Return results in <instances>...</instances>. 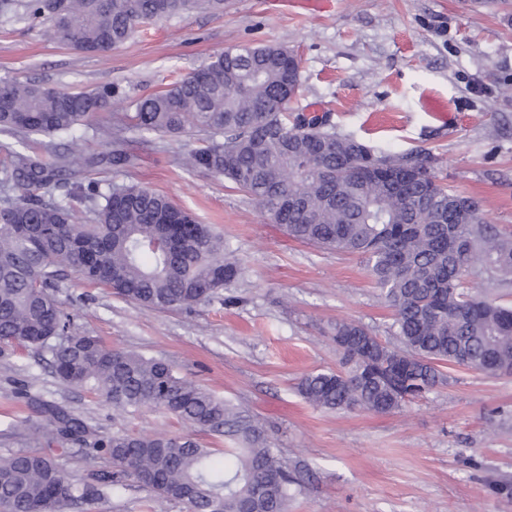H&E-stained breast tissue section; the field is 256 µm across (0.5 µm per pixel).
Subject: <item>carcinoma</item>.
<instances>
[{
  "label": "carcinoma",
  "mask_w": 512,
  "mask_h": 512,
  "mask_svg": "<svg viewBox=\"0 0 512 512\" xmlns=\"http://www.w3.org/2000/svg\"><path fill=\"white\" fill-rule=\"evenodd\" d=\"M19 19L49 24L53 38L84 53L124 44L138 25L194 11L220 12L224 0H24ZM297 56L275 45L229 48L116 118L107 135H201L184 156L192 169L221 175L248 193L292 239L356 255L395 311L398 344L381 343L363 325L340 322L334 341L341 367L299 383L302 396L333 411L391 413L446 381L448 363L491 376L512 375V307L472 294V275L512 283V235L483 219L478 201L449 190L420 152L375 153L324 117H288L300 96ZM112 86L68 92L0 78V343L50 354L54 375L97 393L128 414L154 407L227 441L224 464L190 435L100 436L80 416L44 403L35 432L107 455L112 469L76 484L48 457L24 448L0 455V512H67L132 477L188 512H239L247 500L288 512L292 478L253 417L194 382L164 359L114 350L72 331L56 299L63 275L101 284L155 310L216 298L243 272L224 254V237L144 186L76 183L67 200L39 191L61 184L74 160L56 141L94 129L112 103ZM46 139L48 157L25 152ZM134 155L91 156L88 166L133 162ZM413 171L399 191L388 175ZM84 207L75 222L71 202Z\"/></svg>",
  "instance_id": "cac0c4a2"
}]
</instances>
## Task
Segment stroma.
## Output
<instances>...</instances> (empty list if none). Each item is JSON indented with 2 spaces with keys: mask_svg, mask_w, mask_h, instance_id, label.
<instances>
[{
  "mask_svg": "<svg viewBox=\"0 0 512 512\" xmlns=\"http://www.w3.org/2000/svg\"><path fill=\"white\" fill-rule=\"evenodd\" d=\"M279 44L300 61L293 109L330 113L338 132L377 151L428 153L449 188L476 197L487 223L512 231V0H224L144 25L102 54L75 51L43 24L0 17V77L71 92L104 85L114 104L96 135L67 141L75 160L105 153L117 113L240 45ZM194 136L132 135V166L76 168L101 189L137 184L214 225L243 274L190 309L153 310L68 275L57 294L74 328L110 348L166 359L183 377L247 411L294 480L288 512H512V375L450 364L446 385L400 410L336 412L305 401V374L336 369L332 327L367 326L395 344L394 311L358 257L288 237L224 178L188 171ZM52 402L100 434L171 435L188 427L155 408L119 415L62 383L46 356L0 344V454L50 455L78 483L111 468L33 428ZM69 512H187L135 479Z\"/></svg>",
  "mask_w": 512,
  "mask_h": 512,
  "instance_id": "1",
  "label": "stroma"
}]
</instances>
